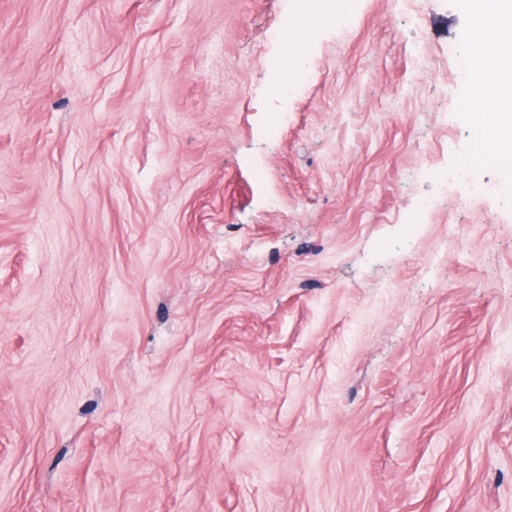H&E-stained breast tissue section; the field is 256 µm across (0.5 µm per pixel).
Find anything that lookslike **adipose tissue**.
Instances as JSON below:
<instances>
[{"instance_id": "obj_1", "label": "adipose tissue", "mask_w": 512, "mask_h": 512, "mask_svg": "<svg viewBox=\"0 0 512 512\" xmlns=\"http://www.w3.org/2000/svg\"><path fill=\"white\" fill-rule=\"evenodd\" d=\"M471 22L463 54L472 114L491 160L512 169V0H464Z\"/></svg>"}]
</instances>
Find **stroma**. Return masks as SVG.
<instances>
[{
	"instance_id": "stroma-1",
	"label": "stroma",
	"mask_w": 512,
	"mask_h": 512,
	"mask_svg": "<svg viewBox=\"0 0 512 512\" xmlns=\"http://www.w3.org/2000/svg\"><path fill=\"white\" fill-rule=\"evenodd\" d=\"M312 2L0 0V512H512L469 20Z\"/></svg>"
}]
</instances>
